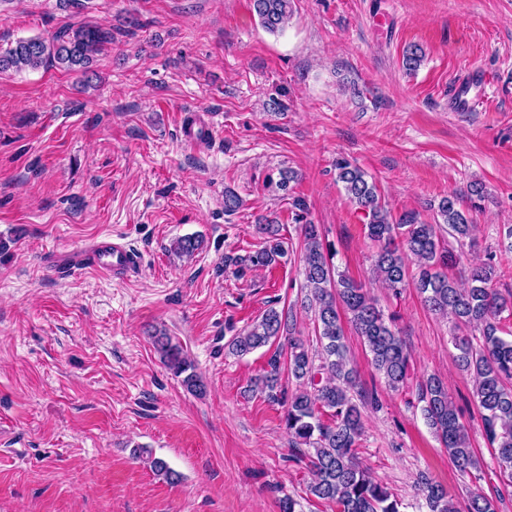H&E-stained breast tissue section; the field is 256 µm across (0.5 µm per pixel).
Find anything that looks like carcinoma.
Returning <instances> with one entry per match:
<instances>
[{"label":"carcinoma","mask_w":512,"mask_h":512,"mask_svg":"<svg viewBox=\"0 0 512 512\" xmlns=\"http://www.w3.org/2000/svg\"><path fill=\"white\" fill-rule=\"evenodd\" d=\"M260 25L271 33L283 31L292 16V0H251ZM112 41V32L101 26H78L58 32L51 39H19L0 50V73L23 68L58 66L88 71L92 56ZM336 181L351 204L367 218V237L375 243L373 275L384 287L398 294L412 286L425 305L442 317H449L461 334L454 337L458 368L474 378L473 395L482 410L485 437L494 449V459L503 476L497 498L472 490L467 512H497L496 500L512 497V339L499 335L503 313L512 316V292L502 295L494 288L498 277L496 255L464 270V281L452 274L460 255L443 244L444 236L459 246L472 240L474 224L459 200L448 195L439 201L440 220L429 224L410 211L395 219L378 194L376 184L348 159L335 162ZM294 220L301 224L303 274L309 306L314 309L319 347L311 352L303 340L288 337V364L302 389L288 398L284 425L298 459L307 460L312 472L311 495L332 502L336 512H404L403 502L387 487L375 481L357 460L356 445L362 435L360 405L353 392L358 375L347 356L342 315L368 349L374 368L386 385L398 390L407 384L410 353L391 322L387 321L364 284L333 263L334 255L324 245L319 226L303 222L306 201L289 197ZM264 246L246 257L227 258L226 263L243 268L246 264L268 266L286 256L278 238L279 225H255ZM202 239L184 236L176 240L173 252L192 258ZM416 266L409 276L407 260ZM289 331L288 318L271 308L228 342L230 354L243 357ZM479 332V337L471 336ZM163 363L192 393L201 395L206 386L194 365L179 346L165 335L154 336ZM245 392L263 394L272 401L281 399L280 362L275 356L269 369L252 379ZM422 414L448 457L459 472L472 475L481 465L471 446L460 411L448 397V387L438 376L427 378L419 387ZM329 420H322V416ZM149 467L169 482L180 475L162 459L148 457ZM420 491L429 512H458L448 490L423 477Z\"/></svg>","instance_id":"obj_1"}]
</instances>
